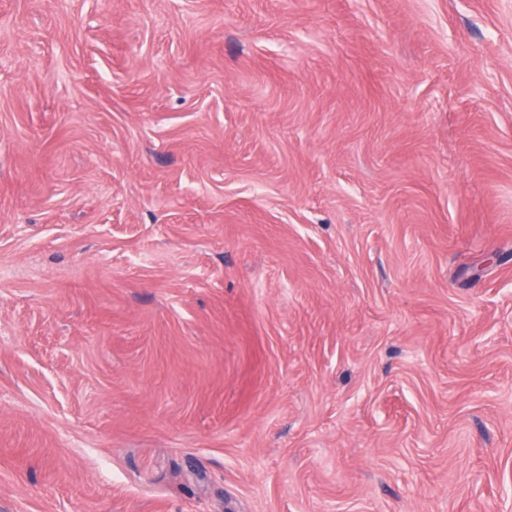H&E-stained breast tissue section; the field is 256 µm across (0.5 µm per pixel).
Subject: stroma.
Returning <instances> with one entry per match:
<instances>
[{"mask_svg": "<svg viewBox=\"0 0 512 512\" xmlns=\"http://www.w3.org/2000/svg\"><path fill=\"white\" fill-rule=\"evenodd\" d=\"M0 512H512V0H0Z\"/></svg>", "mask_w": 512, "mask_h": 512, "instance_id": "obj_1", "label": "stroma"}]
</instances>
